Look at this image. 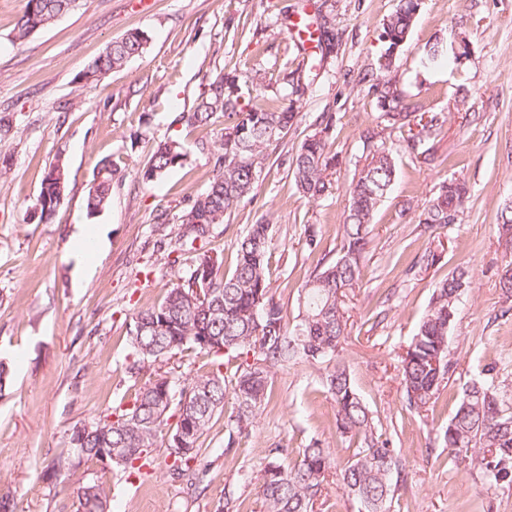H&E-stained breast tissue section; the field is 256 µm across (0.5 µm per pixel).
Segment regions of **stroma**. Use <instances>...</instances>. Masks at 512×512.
<instances>
[{"label": "stroma", "mask_w": 512, "mask_h": 512, "mask_svg": "<svg viewBox=\"0 0 512 512\" xmlns=\"http://www.w3.org/2000/svg\"><path fill=\"white\" fill-rule=\"evenodd\" d=\"M341 46L317 65L311 46L287 33L282 15L307 12L306 0H84L25 41L14 39L27 0H0V157L11 170L0 186V361L11 387L0 398V490L14 512H78L80 486L110 487L112 512H222L233 495L241 512H258L248 477L274 448L290 453L320 443L339 450L334 402L325 367L298 363L273 370L269 403L252 427L226 449L216 423L196 464L194 480L171 478L165 449L150 474L127 477L115 466L69 459L67 433L132 400L146 381L127 366V320L159 302L178 275L153 231L160 211L177 215L208 185L218 129L179 123L209 78L220 71L262 69L260 90H241L243 107L280 104L291 78L309 82L302 118L268 149L269 158L249 196L215 226L211 246L232 269L235 245L250 224H272L271 286L288 316L319 256L335 260L347 186L364 163V136L376 105L362 83L384 49L382 23L398 0H330ZM147 31L146 52L99 81L77 79L108 43L129 29ZM459 37L466 59L438 68L421 61L426 44ZM394 73L412 108L439 113L441 133L417 153L399 151L397 176L373 217L361 280L347 300L350 319L339 359L408 474L392 512H512V490H490L457 469L439 436L466 385L492 368L508 384L512 404V314L499 288L512 261L497 244V213L512 200V0H424ZM336 115L327 137L339 158V180L321 199L298 194L284 157L318 131L320 113ZM181 140L185 167L145 184L138 172L160 141ZM420 150V151H421ZM66 164V191L51 220L33 212L42 179L56 157ZM109 158L125 171L109 204L87 216L85 198L96 166ZM466 179L470 187L457 223L429 228L418 215L440 183ZM103 225L107 246L88 277L70 251L78 225ZM315 225L319 254L305 246ZM435 252L440 260L427 265ZM464 266L470 285L448 331L455 364L433 410L409 409L398 378L399 357L426 313L435 285Z\"/></svg>", "instance_id": "obj_1"}]
</instances>
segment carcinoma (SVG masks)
Segmentation results:
<instances>
[{
	"label": "carcinoma",
	"instance_id": "1",
	"mask_svg": "<svg viewBox=\"0 0 512 512\" xmlns=\"http://www.w3.org/2000/svg\"><path fill=\"white\" fill-rule=\"evenodd\" d=\"M326 2L316 7L312 32L322 61L337 54L339 45L336 14L326 8ZM80 6L81 0H27L17 22L16 40L27 39ZM421 6L422 0H398L396 10L383 22L385 49L368 79V94L376 103V126L407 129L403 142L413 151L437 132L440 120L419 118L410 110L393 75L392 48L406 43ZM147 42L145 31H128L87 65L81 81L98 80L126 65L145 52ZM239 81L235 70L217 74L205 85L193 111L182 114L192 127L208 128L219 118L224 119V127L214 141V175L205 191L176 217L180 252L195 249L197 242L210 243L213 227L224 223V214L252 191L265 167L267 148L299 122L307 84L288 82L286 106L243 110L238 107ZM321 124L319 131L303 140L289 164L298 192L310 201L325 196L336 171V157L328 154L326 141L336 126V113H323ZM364 149L366 164L349 184L350 205L339 229V254L332 262L318 260L313 276L301 289L294 320H288L270 286L268 221L250 225L237 242L229 274L224 273V255L211 249L198 254L159 303L131 315L129 370L139 375L187 349L221 356L249 348L256 358L238 365L229 375L222 372L224 363L220 362L215 370L180 389L177 379L155 374L139 389L132 407L70 429L69 445L76 456L139 474L153 466L156 448L164 447L171 474L192 476L206 438L224 414L227 396L234 399L224 422L231 447L235 435L247 430L268 403L272 369L291 362H326L338 355L348 323L344 298L359 285L374 213L397 173L396 150L378 139L377 133L365 136ZM187 160L183 144L167 139L143 166L141 181L147 184L159 179L184 167ZM65 179L66 164L59 158L43 178L35 202L39 219L47 220L55 212ZM121 180L116 164L109 159L99 161L85 199L88 216L106 207L113 186ZM468 194L466 182L459 178L442 182L420 212L418 223L429 228L457 223ZM497 242L512 254L511 200L497 214ZM464 285H469L467 273L460 271L436 286L430 307L401 356L400 384L415 409L435 404L440 387L450 379L453 363L448 358V330ZM198 288L207 290L206 300L198 299ZM325 385L335 403L336 433L348 440L346 459L338 460L337 454L317 442L301 449L295 459L288 458V449H275L253 477L262 512H313L331 476L357 512H390L398 481L403 479L396 450L389 447L386 433L379 429L345 366L338 363L327 370ZM441 437L448 456L476 473L488 488L512 489V412L505 408L494 381L478 378L463 390ZM109 508L110 492L104 484L89 481L81 487L78 512H109Z\"/></svg>",
	"mask_w": 512,
	"mask_h": 512
}]
</instances>
